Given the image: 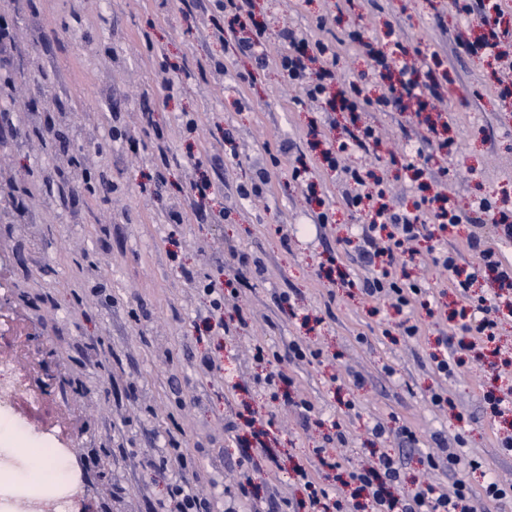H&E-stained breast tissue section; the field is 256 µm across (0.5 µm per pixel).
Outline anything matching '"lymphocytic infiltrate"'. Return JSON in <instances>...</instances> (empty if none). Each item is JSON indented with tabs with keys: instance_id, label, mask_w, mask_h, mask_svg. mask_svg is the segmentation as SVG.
Masks as SVG:
<instances>
[{
	"instance_id": "obj_1",
	"label": "lymphocytic infiltrate",
	"mask_w": 512,
	"mask_h": 512,
	"mask_svg": "<svg viewBox=\"0 0 512 512\" xmlns=\"http://www.w3.org/2000/svg\"><path fill=\"white\" fill-rule=\"evenodd\" d=\"M211 12L230 15V25L214 24L211 36L214 40L234 45L241 55L254 61L256 67H266L269 59L263 46L269 37L268 22L257 21L254 17L253 0H208ZM289 51L275 62L283 79L288 84L305 81V99L312 104H320L327 90V84L336 78L339 49L335 42L312 38L310 33L288 31L284 35ZM319 62L317 70H309L311 62ZM399 77L389 84L386 91L377 97H369L365 86L352 82L339 92L345 111L349 112L352 126L346 129L341 140L329 142L324 153L330 165H338L340 158L356 151H365L376 139L372 126H359L360 114L368 108L380 110L402 103L415 101L420 106H428L440 99L439 84L434 71H421L420 68L402 64ZM431 222L435 230L444 232L460 224L462 216L450 203H443L429 209L427 216L414 213H385L377 211L375 221L370 224L374 236L369 244L374 256L380 257L381 266L372 278L364 281L361 290L373 300H389L397 310L414 309L420 302L423 290L411 281L400 259L408 245L421 234L424 222ZM457 252L443 250L434 256L436 266L452 272V288L464 302L459 317L462 330L476 338L494 339L498 325L499 305L496 295L477 294L473 285L476 273H463L458 265ZM341 464L331 454H323L315 469L299 468L306 491L300 503L284 500L278 505L279 512H341L342 504L333 499L328 490L315 478V471H333ZM351 482L360 489L369 491L370 499L366 512H466L465 503L474 494L472 486L464 480H456L453 493H445L436 486L429 485L415 491L394 495L392 488L401 481V467L390 455L377 456L365 468L349 471Z\"/></svg>"
}]
</instances>
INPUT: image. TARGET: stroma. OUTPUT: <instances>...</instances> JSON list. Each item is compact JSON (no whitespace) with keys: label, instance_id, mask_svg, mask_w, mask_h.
I'll use <instances>...</instances> for the list:
<instances>
[{"label":"stroma","instance_id":"obj_1","mask_svg":"<svg viewBox=\"0 0 512 512\" xmlns=\"http://www.w3.org/2000/svg\"><path fill=\"white\" fill-rule=\"evenodd\" d=\"M254 6L279 27H314L322 39H339L341 84L372 79L368 57L345 41L355 30L384 51L399 42L409 57L436 61L450 152L434 148L414 113L372 108L361 119L379 141L348 163L383 179L394 211L425 192H446L465 219L442 244L460 250L461 267L480 263L466 248L472 235L512 260V242L470 220L472 203L485 196L512 214V110L496 92L502 61L458 49L466 20L454 0ZM0 18L9 25L0 75L12 79L0 83V330L25 336L0 347V360L49 403L43 430L72 440L91 512H161L178 476L222 502L245 473L270 512L281 499H302L295 466L311 465L314 449L329 446L347 468L367 448L399 459L407 492L459 478L480 487L478 471L428 470L425 455L441 439L512 486V453L498 446L507 426L483 399L512 386V367L470 351L454 376L434 372L431 356L456 335L457 321L448 315L449 274L433 264L430 247L413 255L412 272L432 297L431 310L414 311L420 336L399 335L390 303L371 304L357 287L374 272L364 255L369 218L347 205L340 174L323 165L316 144L342 137L343 113L310 110L275 66L255 68L235 47L209 39L202 0H0ZM145 31L151 43L141 40ZM202 59L223 61L222 83L202 78ZM163 67L182 76L174 95L157 83ZM146 112L152 123L143 121ZM187 112L198 123L191 139L181 129ZM158 129L174 157L160 171L151 160ZM397 158L417 160L421 176L404 174ZM300 163L308 169L302 184L290 177ZM263 165L262 194L241 198L238 185ZM86 174L103 191L85 192ZM202 177L212 194L201 213L184 211L182 189ZM313 194L325 200L330 223H317ZM178 210L183 223H171ZM253 260L263 274L251 272ZM235 272L249 280L238 298L248 327L205 330L197 281ZM345 277L355 287H343ZM294 341L320 356L283 362L293 399H272L253 347L286 355ZM207 356L215 370L202 366ZM335 374L342 386L331 383ZM439 388L448 396L442 409L430 401ZM300 398L313 413L296 407ZM269 417L281 464L274 471L261 457L245 460L240 446L246 421ZM378 423L386 428L380 437L372 433ZM404 425L416 444L399 435ZM339 429L346 441L331 445ZM174 439L186 467L169 457Z\"/></svg>","mask_w":512,"mask_h":512}]
</instances>
